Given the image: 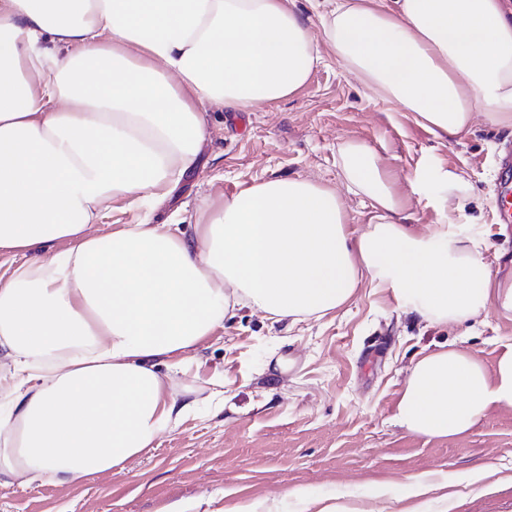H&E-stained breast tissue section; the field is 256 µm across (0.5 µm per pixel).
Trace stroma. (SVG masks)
Returning <instances> with one entry per match:
<instances>
[{
    "instance_id": "stroma-1",
    "label": "stroma",
    "mask_w": 512,
    "mask_h": 512,
    "mask_svg": "<svg viewBox=\"0 0 512 512\" xmlns=\"http://www.w3.org/2000/svg\"><path fill=\"white\" fill-rule=\"evenodd\" d=\"M512 139L477 116L468 134L436 136L416 115L372 96L335 58H326L297 94L271 108L212 109L197 169L154 224L193 223L204 199L227 197L255 179L302 176L343 190L349 227L362 232L370 204L345 192L341 149L350 140L372 147L399 181L427 171L423 194L409 211L417 231L430 232L443 214L462 237L478 235L493 265L511 246L492 222L498 150ZM454 169L467 181L447 197L433 174ZM453 344L494 367L512 344V315L489 308L477 323L430 325L388 292L361 286L345 310L319 321L270 323L247 308L227 315L194 352L189 376L198 415L163 433L145 455L123 468L70 485L35 482L0 487V512H403L410 476L454 473V496L433 492L421 512H512V483L470 480L480 466L512 474V406L489 409L469 432L429 439L394 420L400 391L421 352ZM224 380V406H210V382ZM384 498L373 499L375 484Z\"/></svg>"
}]
</instances>
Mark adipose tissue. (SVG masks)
<instances>
[{
	"instance_id": "adipose-tissue-1",
	"label": "adipose tissue",
	"mask_w": 512,
	"mask_h": 512,
	"mask_svg": "<svg viewBox=\"0 0 512 512\" xmlns=\"http://www.w3.org/2000/svg\"><path fill=\"white\" fill-rule=\"evenodd\" d=\"M321 35L294 0H0V485H66L153 448L198 403L189 375L225 315L321 319L362 282L430 323L512 313L480 237L416 231L400 184L364 142L341 150L372 216L352 234L335 188L297 176L203 200L177 224L95 225L111 203L149 208L191 171L204 108L271 107L329 50L373 95L438 134L475 114L512 128V0H327ZM512 406V346L494 368L454 345L422 353L397 424L427 438Z\"/></svg>"
}]
</instances>
